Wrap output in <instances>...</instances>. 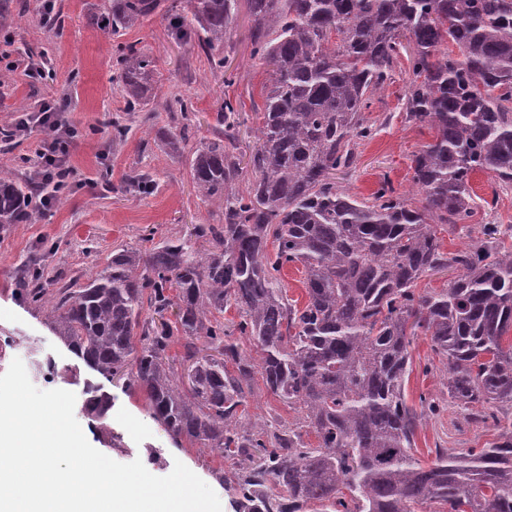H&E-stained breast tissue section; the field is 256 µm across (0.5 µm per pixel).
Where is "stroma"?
<instances>
[{
  "mask_svg": "<svg viewBox=\"0 0 512 512\" xmlns=\"http://www.w3.org/2000/svg\"><path fill=\"white\" fill-rule=\"evenodd\" d=\"M98 4L99 0H54V11L61 20L55 34L39 21L41 0H9V16L0 22V41L11 42L10 59L0 61V125L18 120L20 114L37 110L48 100L61 107L77 131L71 147L75 175L65 203L43 210L32 223L0 225V339L11 340V354L23 361L30 380H37L48 362L67 369V376L57 378L55 386L75 393V417L94 448L120 463L141 460L156 476L168 475L175 462H182L215 491L222 512H235L234 498L222 480L224 473L234 470L233 461L188 442L176 445L153 417L144 391L128 388L121 380L105 379L58 336L45 310L27 298L20 270L27 266L42 270L47 291L62 286L76 291L113 252L143 251L172 235L189 234L194 225L211 223L219 205L198 198L189 174V152L212 138L219 102L225 97L241 102L247 120L240 127V147H252L259 123L255 109L262 104V87L269 73L251 55L252 23L245 0H240L235 23L224 40L227 66L221 71L213 70L194 44L176 41L165 16L148 18L123 37L156 62L157 129L145 132L137 119L126 114L112 81L114 41L88 23ZM19 56L40 60L45 77L31 79L13 69L10 60ZM407 73V61H400L366 112L380 122L375 137L359 147L356 168L336 176L338 185L358 198L370 197L386 178L397 189L410 190L411 158L432 139L428 127L404 121L401 98ZM175 93L193 104L189 139L181 153L172 152L159 136L160 131L175 126L164 108ZM116 121L130 126L127 141L119 146L112 143ZM42 137L37 131L0 142V169L15 173L36 169ZM136 170L150 174V192L127 187L126 176ZM471 184L479 197L495 200V210L489 214L477 210L470 223L442 233L444 251L469 244L478 225H512V188L498 189L494 178L485 173L475 174ZM411 356L407 401L418 403L424 393L446 403L438 415L420 425L417 458L427 464L437 448H482L494 441V428L470 421L464 409L447 404L445 367L428 337H414ZM90 383L110 401L106 423L112 437L99 436L86 412Z\"/></svg>",
  "mask_w": 512,
  "mask_h": 512,
  "instance_id": "35a3bbf8",
  "label": "stroma"
}]
</instances>
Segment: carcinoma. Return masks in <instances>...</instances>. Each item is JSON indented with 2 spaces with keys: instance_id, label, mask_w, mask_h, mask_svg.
<instances>
[{
  "instance_id": "1",
  "label": "carcinoma",
  "mask_w": 512,
  "mask_h": 512,
  "mask_svg": "<svg viewBox=\"0 0 512 512\" xmlns=\"http://www.w3.org/2000/svg\"><path fill=\"white\" fill-rule=\"evenodd\" d=\"M172 15L179 40L195 39L217 68L238 0H187ZM252 54L270 71L262 123L243 160L242 113L229 99L218 129L191 154L199 198L224 204L219 224H197L146 253L123 249L79 292L35 285L69 346L110 379L146 391L176 438L238 459L236 512H512V225L483 224L446 252L438 230L468 224L479 207L471 176L512 185V0H247ZM165 0H101L95 25L118 39ZM405 122L435 131L413 154L414 192L383 180L360 199L336 183L377 133L365 110L406 50ZM453 44L458 53L446 49ZM115 82L127 111L153 127L156 65L116 45ZM251 177L240 186L244 173ZM34 179L0 171V224L31 219ZM209 244L200 249L198 241ZM300 264L307 301L288 298L282 272ZM453 272L444 288H417ZM174 323H156L171 308ZM233 308L239 321L218 318ZM445 359L448 401L491 422L485 448L414 455L430 395L406 401L417 332ZM204 338L219 358L192 361L180 390L167 356L179 338ZM252 342L258 359L240 344ZM298 415L256 429L255 377ZM88 411L107 431L109 404L88 388ZM315 435L316 442L309 440Z\"/></svg>"
}]
</instances>
